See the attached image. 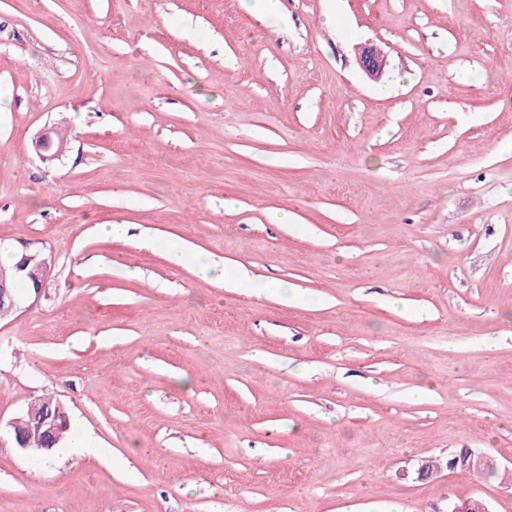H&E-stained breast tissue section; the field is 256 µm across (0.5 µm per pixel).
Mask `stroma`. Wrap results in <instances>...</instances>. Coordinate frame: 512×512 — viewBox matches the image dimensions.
<instances>
[{"mask_svg":"<svg viewBox=\"0 0 512 512\" xmlns=\"http://www.w3.org/2000/svg\"><path fill=\"white\" fill-rule=\"evenodd\" d=\"M278 3L0 0V242L52 259L0 318V512H512L443 465L512 463V0ZM42 399L94 447L33 478ZM357 63L365 75L373 81H379L386 67V59L377 49L369 44L361 46ZM33 146L43 162H51L57 159L66 149V143L64 142L55 144L49 131L39 133L33 142Z\"/></svg>","mask_w":512,"mask_h":512,"instance_id":"stroma-1","label":"stroma"}]
</instances>
